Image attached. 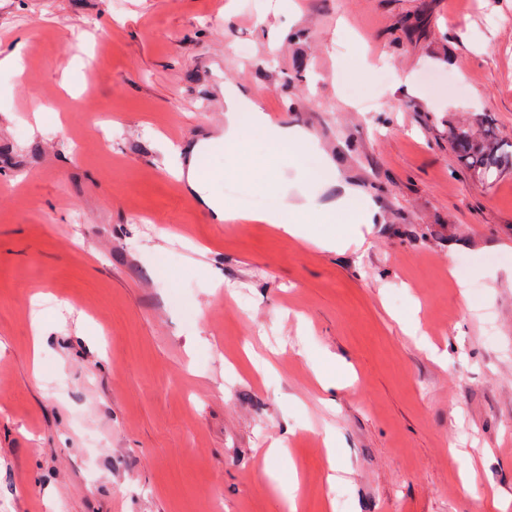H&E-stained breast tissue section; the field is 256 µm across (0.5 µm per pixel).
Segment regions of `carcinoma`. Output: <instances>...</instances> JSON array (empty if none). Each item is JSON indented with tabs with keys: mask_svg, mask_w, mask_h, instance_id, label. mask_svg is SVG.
I'll list each match as a JSON object with an SVG mask.
<instances>
[{
	"mask_svg": "<svg viewBox=\"0 0 512 512\" xmlns=\"http://www.w3.org/2000/svg\"><path fill=\"white\" fill-rule=\"evenodd\" d=\"M481 126L478 133L467 126H455L449 134L459 164L479 184L490 185L503 171H512V142L499 136L492 116H485Z\"/></svg>",
	"mask_w": 512,
	"mask_h": 512,
	"instance_id": "1",
	"label": "carcinoma"
}]
</instances>
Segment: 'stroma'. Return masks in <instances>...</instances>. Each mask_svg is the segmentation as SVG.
<instances>
[{
  "instance_id": "1",
  "label": "stroma",
  "mask_w": 512,
  "mask_h": 512,
  "mask_svg": "<svg viewBox=\"0 0 512 512\" xmlns=\"http://www.w3.org/2000/svg\"><path fill=\"white\" fill-rule=\"evenodd\" d=\"M228 94L307 146L225 141ZM487 113L512 0H0V512H512V173L448 138ZM189 182L192 188L200 194V199L210 209L217 221H234L246 218L244 216L238 215L233 210L226 208L224 203H221L216 197H213L206 192V189L198 177L196 167L191 168L189 174ZM258 219L267 224H276L288 235L308 238L311 235L320 236L321 233L316 229L304 227V224H332L336 221V214L310 210L309 216L289 218L280 212H266L258 216Z\"/></svg>"
}]
</instances>
